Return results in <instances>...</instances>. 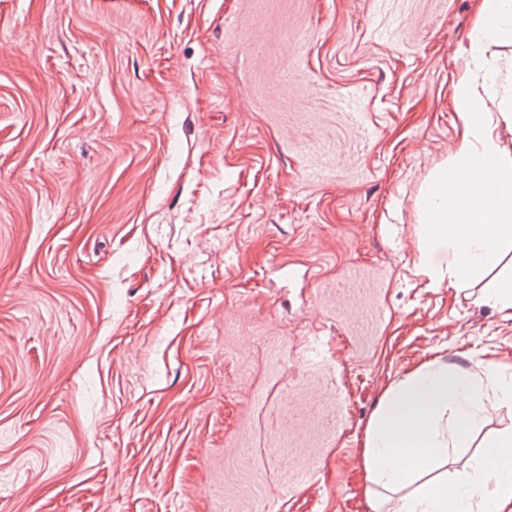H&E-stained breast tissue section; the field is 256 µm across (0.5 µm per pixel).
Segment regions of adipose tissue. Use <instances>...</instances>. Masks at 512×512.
Segmentation results:
<instances>
[{
	"mask_svg": "<svg viewBox=\"0 0 512 512\" xmlns=\"http://www.w3.org/2000/svg\"><path fill=\"white\" fill-rule=\"evenodd\" d=\"M512 32V0H482L470 61L454 87L462 130L449 163L441 165L417 200L424 224L423 256L448 250V283L455 288L483 279L512 252V154L497 127L512 125V83H498L485 54ZM500 88L498 117L484 111V91ZM512 407V371L489 362L481 370L438 363L420 368L382 399L365 441L371 483L369 512H512V431L501 434L468 470L430 477L433 464L468 438L481 412ZM398 489L384 508L379 488Z\"/></svg>",
	"mask_w": 512,
	"mask_h": 512,
	"instance_id": "adipose-tissue-1",
	"label": "adipose tissue"
}]
</instances>
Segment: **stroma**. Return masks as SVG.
<instances>
[{
  "label": "stroma",
  "mask_w": 512,
  "mask_h": 512,
  "mask_svg": "<svg viewBox=\"0 0 512 512\" xmlns=\"http://www.w3.org/2000/svg\"><path fill=\"white\" fill-rule=\"evenodd\" d=\"M478 4L0 0V512H366L385 393L512 365L420 264Z\"/></svg>",
  "instance_id": "stroma-1"
}]
</instances>
